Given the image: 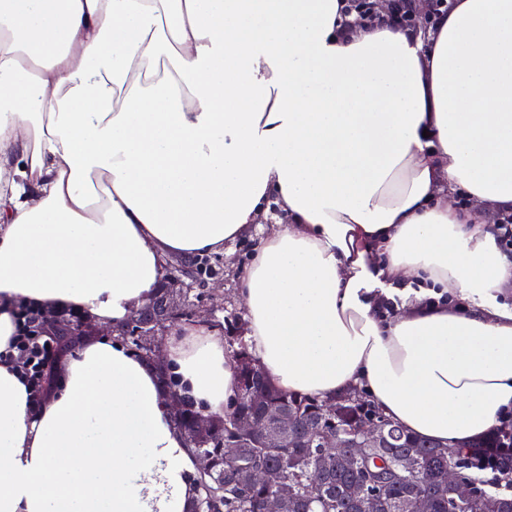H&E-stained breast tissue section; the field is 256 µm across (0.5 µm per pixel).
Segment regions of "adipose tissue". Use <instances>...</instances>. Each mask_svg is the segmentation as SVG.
Masks as SVG:
<instances>
[{"mask_svg": "<svg viewBox=\"0 0 512 512\" xmlns=\"http://www.w3.org/2000/svg\"><path fill=\"white\" fill-rule=\"evenodd\" d=\"M353 20L345 0H0V352L14 301L120 328L170 258L274 202L287 219L237 291L279 391L360 385L455 448L498 425L512 256L482 214L512 207V0H448L424 34ZM163 360L204 414L239 395L216 326L177 329ZM57 374L34 416L0 362V512H190L195 456L153 366L92 333Z\"/></svg>", "mask_w": 512, "mask_h": 512, "instance_id": "1", "label": "adipose tissue"}]
</instances>
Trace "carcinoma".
<instances>
[{"label":"carcinoma","instance_id":"obj_1","mask_svg":"<svg viewBox=\"0 0 512 512\" xmlns=\"http://www.w3.org/2000/svg\"><path fill=\"white\" fill-rule=\"evenodd\" d=\"M187 267L195 281L214 273L206 259L190 261ZM233 359L241 393L224 416L209 420L206 438L197 439L189 429V422L198 415L191 397L182 396L183 407L175 419L193 453L211 459L210 472H200L195 478L193 512H262L264 502L280 484L293 490L287 512H361L355 495L361 485L378 489L374 512H413L423 493L432 498V512H512V496L483 494L468 502L455 500L448 494V446L421 441L394 425L388 445L360 448L358 463L346 466L343 449L326 454L319 441L327 432L352 431L362 417L379 415L368 400L360 403L351 393L334 400L328 411L323 400L274 388L254 370L255 360L246 350L236 351ZM283 410L296 417L298 426L276 448L265 447L256 435L239 434L233 423L238 415L266 420ZM229 443L239 444L233 459L224 453ZM405 458L412 459L414 473L398 477L395 469ZM261 467L271 471L272 481L250 479L249 472Z\"/></svg>","mask_w":512,"mask_h":512}]
</instances>
